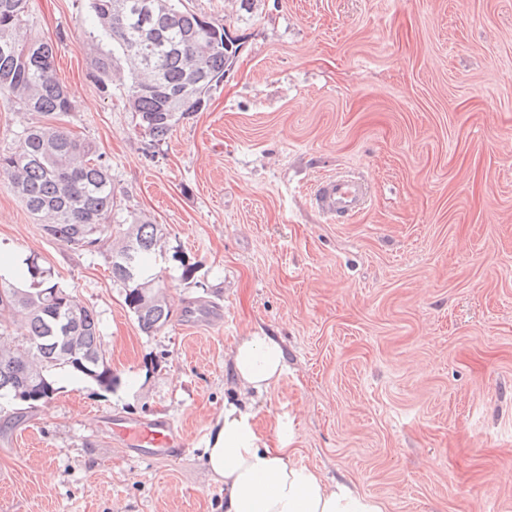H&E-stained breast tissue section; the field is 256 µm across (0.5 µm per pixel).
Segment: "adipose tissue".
<instances>
[{
	"instance_id": "1",
	"label": "adipose tissue",
	"mask_w": 512,
	"mask_h": 512,
	"mask_svg": "<svg viewBox=\"0 0 512 512\" xmlns=\"http://www.w3.org/2000/svg\"><path fill=\"white\" fill-rule=\"evenodd\" d=\"M242 391L266 392L285 369L284 350L273 337H242L232 353ZM277 447L263 442L249 404L228 403L202 452L210 475L224 484V512H385L383 502L349 485L327 483L294 461L292 428L277 423Z\"/></svg>"
}]
</instances>
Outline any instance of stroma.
I'll list each match as a JSON object with an SVG mask.
<instances>
[{
  "label": "stroma",
  "instance_id": "35a3bbf8",
  "mask_svg": "<svg viewBox=\"0 0 512 512\" xmlns=\"http://www.w3.org/2000/svg\"><path fill=\"white\" fill-rule=\"evenodd\" d=\"M183 3L240 49L156 145L125 107V62L96 76L89 0L29 2L24 31L54 45L65 125L108 166L117 220L163 230L171 317L144 333L109 248L49 236L0 177V274L49 268L98 315L118 378L0 400V512H222L200 454L251 332L286 351L247 396L269 447L292 424L297 463L386 512H512V0ZM338 172L369 185L361 215L313 206ZM159 414L187 430L182 455L114 441L113 418Z\"/></svg>",
  "mask_w": 512,
  "mask_h": 512
}]
</instances>
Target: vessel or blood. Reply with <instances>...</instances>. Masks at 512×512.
Instances as JSON below:
<instances>
[{
	"label": "vessel or blood",
	"instance_id": "1",
	"mask_svg": "<svg viewBox=\"0 0 512 512\" xmlns=\"http://www.w3.org/2000/svg\"><path fill=\"white\" fill-rule=\"evenodd\" d=\"M312 199L318 210L328 217L351 218L367 206L370 191L361 179L336 174L318 183ZM112 435L130 452L156 451L176 456L187 447L184 431L165 417L113 419Z\"/></svg>",
	"mask_w": 512,
	"mask_h": 512
}]
</instances>
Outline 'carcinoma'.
Returning <instances> with one entry per match:
<instances>
[{"mask_svg": "<svg viewBox=\"0 0 512 512\" xmlns=\"http://www.w3.org/2000/svg\"><path fill=\"white\" fill-rule=\"evenodd\" d=\"M115 2L90 0L97 36L112 41V53L95 56L94 67L110 78L114 63L125 61L127 105L139 129L157 143L223 81L239 45L226 27L186 9L181 0H150L146 13L136 8L138 0H125L128 8L121 12ZM28 4L0 0V98L41 121L23 131L16 147L0 151V175L47 234L92 253L112 238V177L91 142L57 125L72 103L54 76L53 46L22 34ZM191 82L199 97L187 101L179 92ZM162 239L159 225L135 218L111 252L113 281L123 286L125 304L145 333L170 321L164 282L147 265ZM23 264L28 287L0 277V312L12 316L0 322V398L29 408L44 404L55 396L61 372L112 390L117 378L100 346L96 314L78 305L35 258Z\"/></svg>", "mask_w": 512, "mask_h": 512, "instance_id": "cac0c4a2", "label": "carcinoma"}]
</instances>
